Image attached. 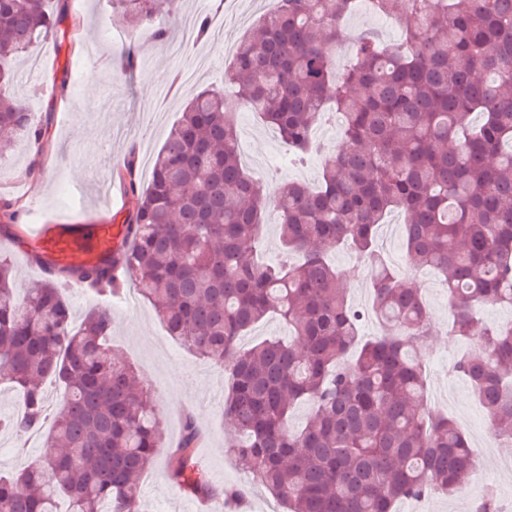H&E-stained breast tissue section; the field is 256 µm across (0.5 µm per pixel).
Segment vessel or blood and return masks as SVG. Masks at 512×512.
Listing matches in <instances>:
<instances>
[{
  "label": "vessel or blood",
  "instance_id": "1",
  "mask_svg": "<svg viewBox=\"0 0 512 512\" xmlns=\"http://www.w3.org/2000/svg\"><path fill=\"white\" fill-rule=\"evenodd\" d=\"M126 236V227L109 222L59 223L44 220L27 234L29 250L47 256L50 264L66 267L74 263L93 265L109 258Z\"/></svg>",
  "mask_w": 512,
  "mask_h": 512
}]
</instances>
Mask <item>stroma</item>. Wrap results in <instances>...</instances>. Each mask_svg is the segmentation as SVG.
<instances>
[{
  "label": "stroma",
  "mask_w": 512,
  "mask_h": 512,
  "mask_svg": "<svg viewBox=\"0 0 512 512\" xmlns=\"http://www.w3.org/2000/svg\"><path fill=\"white\" fill-rule=\"evenodd\" d=\"M45 7L61 21L30 55L16 62L12 87L18 98L36 102L38 114L51 116L42 142L45 165L37 176H28L34 150L23 141L0 160V196L17 200L23 222L32 224L50 214L110 218V211L99 202L102 184L123 196L126 209H133L128 182L115 168V161L135 155L137 180L140 186H147L153 158L178 120L187 94L208 86L223 87L231 50L246 33L247 23L274 11L276 0H224L223 44L210 39L194 42L178 54L170 50L171 42L181 37V24L174 17L156 18V26L172 31L170 43L159 44L150 29L117 23L110 0H46ZM130 50L136 54L132 64L126 59ZM105 67L112 70L111 80L90 89L92 74ZM237 125L242 162L255 178L263 180L268 196H275L281 184L291 180L312 187L319 183L322 154L311 155L302 166L292 165L272 175L263 173L262 163L285 152V145L257 113L240 111ZM21 230L17 224L9 232H1L0 251L14 264L15 286L22 295L44 272L29 254L18 251ZM329 259L345 273L350 305L361 311L369 309L363 265L344 248L331 253ZM416 277L434 329L421 353L427 367V394L442 401L483 460L501 512H512V443L489 444L487 413L475 399L469 381L453 369L479 340L448 336V296L440 276L421 270ZM112 342L120 355L134 364L164 412L161 450L140 484V494L152 512H204L199 500L168 476L169 452L181 439L186 412L205 434L195 450L194 467L216 488L242 490L238 512H265L272 502L270 494L255 487L227 453L235 433L223 414V371L169 336L153 308L144 302L133 309L113 307ZM42 447L39 436L2 432L0 468L18 469Z\"/></svg>",
  "instance_id": "obj_1"
}]
</instances>
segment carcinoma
<instances>
[{
  "label": "carcinoma",
  "instance_id": "cac0c4a2",
  "mask_svg": "<svg viewBox=\"0 0 512 512\" xmlns=\"http://www.w3.org/2000/svg\"><path fill=\"white\" fill-rule=\"evenodd\" d=\"M45 0H0V151L23 139L41 168L48 120L10 94L11 62L47 37L57 19ZM180 0H112L114 15L150 25ZM395 18L399 47L370 34L336 67L332 51L359 7ZM224 83L187 101L135 198L123 245L96 266L56 268L22 297L0 254V388L23 396L0 431L38 433L44 386L63 388L40 456L0 473V512H146L142 475L161 447L163 412L134 367L112 348V314L79 324L62 296L70 283L105 295L128 272L169 335L224 370L228 452L287 512H397L404 500L458 491L477 455L447 415L423 408L426 370L417 349L433 335L421 289L393 271L377 247L393 211L404 215L405 259L442 277L450 333L478 347L456 372L467 377L494 436L512 440V324L478 327L477 308L512 306V0H277L237 43ZM271 126L293 157L314 149V126L338 118L341 146L324 157L311 189L285 184L273 200L245 169L236 114ZM282 259L255 257L269 217ZM349 246L369 273L382 334L360 336L343 273L329 261ZM275 314L288 339L249 348L241 337ZM310 401L304 426L293 408ZM171 480L202 501L224 498L191 464L202 440L183 417Z\"/></svg>",
  "mask_w": 512,
  "mask_h": 512
}]
</instances>
